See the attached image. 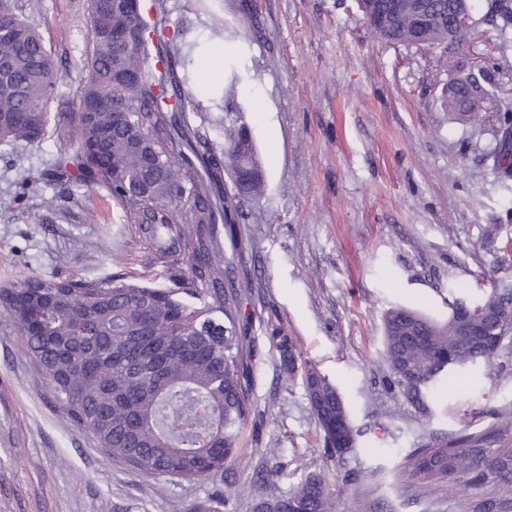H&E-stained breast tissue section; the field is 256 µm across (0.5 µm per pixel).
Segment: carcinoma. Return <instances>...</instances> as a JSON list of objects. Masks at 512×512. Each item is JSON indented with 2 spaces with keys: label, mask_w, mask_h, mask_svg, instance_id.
I'll list each match as a JSON object with an SVG mask.
<instances>
[{
  "label": "carcinoma",
  "mask_w": 512,
  "mask_h": 512,
  "mask_svg": "<svg viewBox=\"0 0 512 512\" xmlns=\"http://www.w3.org/2000/svg\"><path fill=\"white\" fill-rule=\"evenodd\" d=\"M360 0L372 35L406 48L454 42L458 10L472 14L473 0ZM433 23L416 31L415 7ZM93 51L87 78L73 111L61 110L70 153L57 170L87 185L105 188L121 206L132 241L174 268L170 285L29 276L0 289V306L16 323L27 349L51 383L55 397L79 426L90 431L114 461L150 475L203 481L224 473L235 455L241 427L252 411L245 339L250 327L245 307L254 284L237 277L226 248L240 242L241 202L265 184L255 145L244 125L224 123V150L205 146L181 113L192 104L183 84L195 60L183 68L158 71L149 50L143 10L116 14L112 0H89ZM499 58L512 56V0L491 4ZM0 23L16 32L0 39V142L35 143L46 134L56 89L64 75L54 64L37 28L17 12L14 0H0ZM138 29V45L121 50L112 34ZM135 72L137 83L113 78ZM477 76L448 89V109L464 108L465 124L495 122L502 139L486 158L504 180L512 179V111L500 109L492 90L491 111L466 105ZM512 308L492 286L473 312ZM496 324L468 336L448 312L445 319L394 307L383 320L384 360L390 383L419 398L445 377L472 367H490L497 358ZM270 339L280 367L301 378L318 423L326 458L342 455L336 427L354 442L347 408L336 387L302 359L290 336L276 326ZM512 410L479 435L431 438L408 455L406 480L444 491L449 486L483 492L474 508L495 502L512 508ZM252 512H333L330 489L310 474L292 492L253 503Z\"/></svg>",
  "instance_id": "carcinoma-1"
}]
</instances>
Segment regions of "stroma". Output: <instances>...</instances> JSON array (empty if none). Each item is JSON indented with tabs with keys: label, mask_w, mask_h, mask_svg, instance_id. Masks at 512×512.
I'll return each mask as SVG.
<instances>
[{
	"label": "stroma",
	"mask_w": 512,
	"mask_h": 512,
	"mask_svg": "<svg viewBox=\"0 0 512 512\" xmlns=\"http://www.w3.org/2000/svg\"><path fill=\"white\" fill-rule=\"evenodd\" d=\"M33 22L75 107L92 50L86 0H40ZM171 57L223 46L234 74L184 112L207 147L224 117L248 127L265 188L243 202L242 243L226 254L256 287L247 306L255 412L222 477L151 476L112 461L60 407L17 326L0 308V512H252L324 473L335 512H471L477 491L407 484L406 457L431 436L478 433L512 408V336L493 367L413 398L391 386L382 320L396 306L443 316L492 282L512 281V193L485 161L492 124L457 123L443 104L470 73L512 103V58L496 61V24L479 21L448 51L375 39L355 0H164ZM67 136L0 144V288L32 275L167 284L169 270L131 242L107 190L59 191L49 169ZM47 169L29 190L23 170ZM337 389L355 441L325 459L301 379L279 371L271 325Z\"/></svg>",
	"instance_id": "stroma-1"
}]
</instances>
